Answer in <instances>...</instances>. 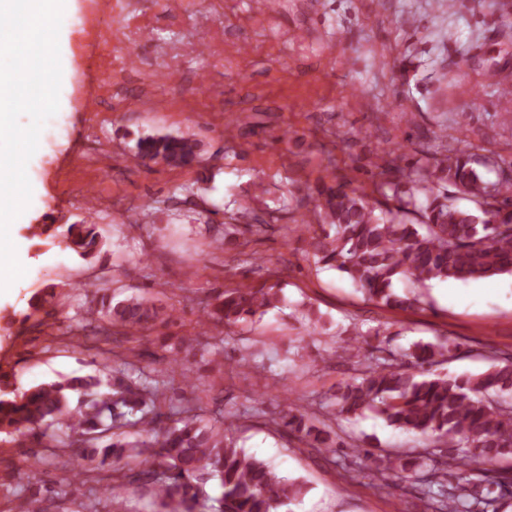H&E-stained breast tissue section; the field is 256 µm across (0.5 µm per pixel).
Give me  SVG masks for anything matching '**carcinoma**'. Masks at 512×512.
I'll list each match as a JSON object with an SVG mask.
<instances>
[{"label": "carcinoma", "mask_w": 512, "mask_h": 512, "mask_svg": "<svg viewBox=\"0 0 512 512\" xmlns=\"http://www.w3.org/2000/svg\"><path fill=\"white\" fill-rule=\"evenodd\" d=\"M196 148L185 137H141L134 157L189 166L197 158ZM442 148L443 158L408 172L396 157L385 161L383 180L373 192L395 201L393 207L369 203L367 193L349 181L317 188L318 224L304 226L315 263L343 273L367 300L402 310L426 304L425 289L436 280L512 274V163L480 154L477 146ZM461 199L470 205H460ZM63 240L74 257L88 260L99 251L102 235L86 221L67 225ZM401 277L413 284L403 295L395 288ZM280 292L273 285L227 288L205 320L236 327L277 307ZM93 313L125 338L170 319L146 296L115 304L103 300ZM458 349L446 340L415 342L399 352L378 347L356 375L336 385L327 403L336 422L372 412L430 441L424 453L405 459L350 446L377 472L409 479L420 512H498L499 498L512 495V471L499 468L502 459L512 456V356L489 357V366L475 375L448 377L434 371ZM173 381L154 380L141 368L136 377L126 370L105 382L76 375L20 392L0 381V434L23 428L40 445L46 428L65 427L67 446L75 450L71 466L80 480L62 484L58 498L82 494L89 482L88 464L99 454L116 474L128 460H138L139 482L165 512H196L202 486L212 479L222 488L219 512H283L300 500L304 485L278 477L246 455L231 435L233 421L207 422L189 409L171 419ZM283 424L318 452L341 447L332 424L305 409L288 408ZM128 426L137 428L134 441L122 431ZM107 432L111 440L101 448L98 443Z\"/></svg>", "instance_id": "1"}]
</instances>
